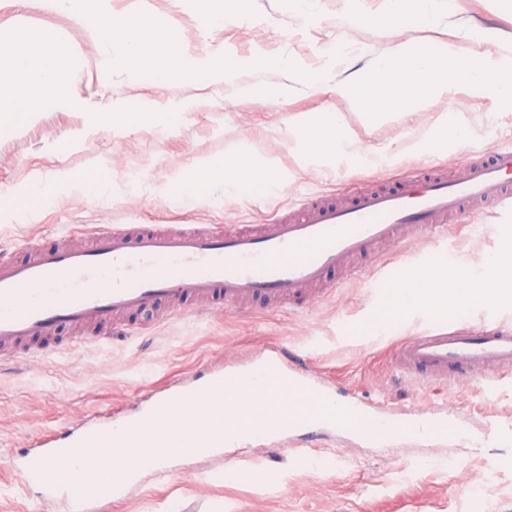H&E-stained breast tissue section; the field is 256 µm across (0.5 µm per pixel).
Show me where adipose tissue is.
I'll return each mask as SVG.
<instances>
[{
    "mask_svg": "<svg viewBox=\"0 0 512 512\" xmlns=\"http://www.w3.org/2000/svg\"><path fill=\"white\" fill-rule=\"evenodd\" d=\"M39 9L63 12L78 23H90L89 34L101 49L100 64L110 71L124 63L129 78L150 74L161 84H186L200 80L212 84L230 82L240 69V61L217 48L197 54L183 48L168 18L145 26L139 13L113 14L103 0H35ZM436 54L408 51L400 66L392 63L352 75L336 88L337 95L351 99L365 126L380 123L407 104H418L433 94L444 95L456 85L486 86L504 95L512 94V76H503L473 58L466 57L448 42L437 45ZM67 55L64 44L39 29H14L0 39V114L18 118L36 114L49 105H73L74 94L62 79ZM282 146L303 162L320 161L336 149L358 148L359 141L342 115L323 112L318 116L300 113L289 117ZM198 185L240 192L262 181L282 186L288 176L275 159L255 165L250 153L241 150L229 156L201 158L194 163ZM496 286L504 304H512V268L499 266L495 283L463 278L454 268L421 271L394 291L395 302L426 306L441 300L465 298L468 303L483 300L488 286Z\"/></svg>",
    "mask_w": 512,
    "mask_h": 512,
    "instance_id": "1",
    "label": "adipose tissue"
}]
</instances>
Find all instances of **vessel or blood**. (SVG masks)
I'll return each mask as SVG.
<instances>
[{
	"mask_svg": "<svg viewBox=\"0 0 512 512\" xmlns=\"http://www.w3.org/2000/svg\"><path fill=\"white\" fill-rule=\"evenodd\" d=\"M481 209L512 245V145L469 151L454 174L431 166L361 190L342 205L306 196L271 221L202 230L191 224H110L84 234L79 247L48 239L21 260L0 255V363L33 361L61 350L64 331L85 328L108 336L136 335L160 309L224 313L250 308L303 307L314 289L336 272L362 273L379 246L404 247L415 235L437 231ZM432 254L396 261L386 270L397 281L435 268ZM487 316L473 322L467 304L430 311L428 322L389 350L391 366L411 382L452 384L512 373V322L500 319L495 293L483 300ZM288 392L284 399L256 398L253 370L215 376L158 401L111 428L45 437L13 469L22 484H42L41 503L54 497L76 510L122 496L141 472L160 468L170 447L240 448L267 442L307 461L305 442L323 428L348 443L442 439L443 410L419 415L377 410L358 399L335 398L310 365L287 345L267 347L260 361ZM234 413L224 430L223 409ZM122 448L114 456L113 448Z\"/></svg>",
	"mask_w": 512,
	"mask_h": 512,
	"instance_id": "b4317fda",
	"label": "vessel or blood"
}]
</instances>
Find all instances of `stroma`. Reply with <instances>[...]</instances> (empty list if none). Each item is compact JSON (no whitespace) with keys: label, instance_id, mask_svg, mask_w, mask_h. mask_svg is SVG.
I'll use <instances>...</instances> for the list:
<instances>
[{"label":"stroma","instance_id":"obj_1","mask_svg":"<svg viewBox=\"0 0 512 512\" xmlns=\"http://www.w3.org/2000/svg\"><path fill=\"white\" fill-rule=\"evenodd\" d=\"M313 6L308 16L298 0H252L245 20L209 33L203 0H112L117 14H167L191 51L221 44L240 58L262 53L272 61L268 68L242 69L230 85H167L146 76L134 82L120 70L103 73L85 27L62 13L0 0V36L18 27L43 29L67 45L63 73L80 100L76 109L50 107L0 126V198L13 202L0 209V250L18 258L45 238H71L77 226L262 224L303 192H333L341 204L352 191L381 188L394 174L461 160L455 147L441 153L417 148L448 112L468 124L471 147L512 142V97L492 89L460 86L449 97L405 106L393 120L371 128L334 91L336 82L372 68L395 47L438 40L455 43L491 68L512 71V0H434L429 26L392 31L351 28L345 17L383 14L397 9L399 0H313ZM297 63L320 73V80L296 82L290 67ZM277 85L287 90L284 100L257 103L256 93ZM121 102L146 103L152 112L132 128L101 122L102 113ZM165 109L178 112V119L161 122L156 113ZM318 112L342 113L363 146L386 154V161L372 165L339 151L300 167L297 156L283 149L281 132L290 116ZM242 145L256 159H277L292 181L281 189L258 183L239 194L206 191L180 203L167 195L174 181L193 183L195 159L220 157ZM96 168L111 170V183L86 187ZM463 221L473 232L449 227L448 248L439 260L480 277L503 245L493 232L477 233L481 215ZM335 280V288L301 311L201 320L165 310L143 334L91 340L40 362L0 366V457L21 455L47 435L85 421L115 423L141 409L144 391L246 368L277 341L311 353L319 375L342 378L359 399L383 408L422 410L444 403L479 424L512 418V378L493 390L478 381L442 387L399 378L387 348L418 322L406 307L391 306L397 281L343 271ZM381 309L388 316L378 325L374 317ZM308 453L319 465L263 445L244 449L251 463L267 470L260 482L220 454L175 460L165 470L143 472L125 500L101 502L98 512H184L193 504L200 512H512V444L343 447L323 433Z\"/></svg>","mask_w":512,"mask_h":512}]
</instances>
